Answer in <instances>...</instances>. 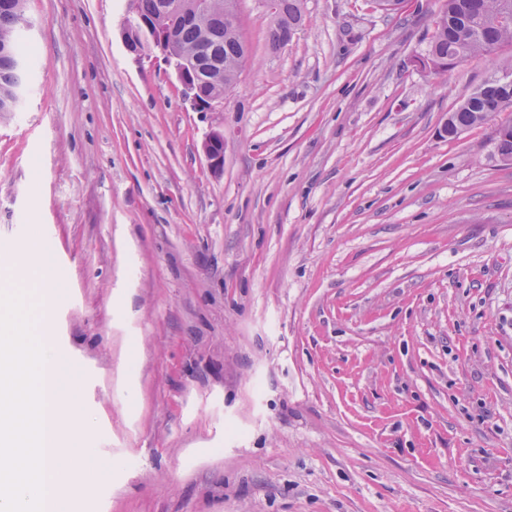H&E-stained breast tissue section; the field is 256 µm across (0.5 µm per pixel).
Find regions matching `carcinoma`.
Segmentation results:
<instances>
[{"label":"carcinoma","mask_w":512,"mask_h":512,"mask_svg":"<svg viewBox=\"0 0 512 512\" xmlns=\"http://www.w3.org/2000/svg\"><path fill=\"white\" fill-rule=\"evenodd\" d=\"M0 8V117L11 112L9 98L25 82L26 74L16 67V59L31 61L35 49L20 41L17 27L24 16L25 0H9ZM129 9L149 21H157L159 34L174 36L173 50L179 56L209 59L206 69L196 73L202 99L222 98L235 83L248 61L247 48L240 34L237 17L224 16V0H130ZM193 14L189 25L176 24L177 17ZM439 21L424 56L423 68L443 74L473 56L512 47V0H443ZM302 20L300 0H280L272 17L269 41L283 47L287 33L298 29ZM512 108V57L501 66V74L466 96L448 113V136L480 124L498 112ZM503 134L493 138L491 157L512 158V123L504 122Z\"/></svg>","instance_id":"cac0c4a2"}]
</instances>
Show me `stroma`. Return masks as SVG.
<instances>
[{
	"label": "stroma",
	"instance_id": "stroma-1",
	"mask_svg": "<svg viewBox=\"0 0 512 512\" xmlns=\"http://www.w3.org/2000/svg\"><path fill=\"white\" fill-rule=\"evenodd\" d=\"M441 0H301L221 110L134 57L128 0H27L0 255L55 254L50 334L110 478L76 512H512V163L444 124L503 52L420 69ZM224 136V166L202 151ZM224 138L220 132H211L203 143V153L208 167L212 172H218L224 164Z\"/></svg>",
	"mask_w": 512,
	"mask_h": 512
}]
</instances>
